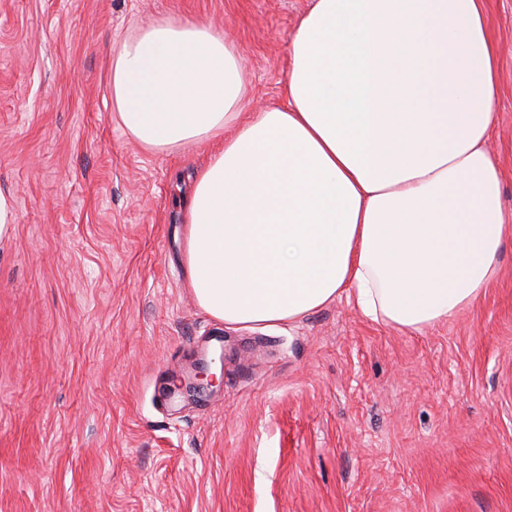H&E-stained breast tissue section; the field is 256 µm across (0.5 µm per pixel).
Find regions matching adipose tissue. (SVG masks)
Returning <instances> with one entry per match:
<instances>
[{"mask_svg":"<svg viewBox=\"0 0 512 512\" xmlns=\"http://www.w3.org/2000/svg\"><path fill=\"white\" fill-rule=\"evenodd\" d=\"M485 5L310 0L284 104L245 119L223 32L162 21L121 45L112 106L131 136L150 150L224 140L186 207L185 273L205 312L271 328L344 296L419 331L479 300L504 220Z\"/></svg>","mask_w":512,"mask_h":512,"instance_id":"obj_1","label":"adipose tissue"}]
</instances>
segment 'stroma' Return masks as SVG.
I'll list each match as a JSON object with an SVG mask.
<instances>
[{
  "instance_id": "1",
  "label": "stroma",
  "mask_w": 512,
  "mask_h": 512,
  "mask_svg": "<svg viewBox=\"0 0 512 512\" xmlns=\"http://www.w3.org/2000/svg\"><path fill=\"white\" fill-rule=\"evenodd\" d=\"M308 6L0 0V512H512V0H487L499 273L421 331L343 297L276 329L212 318L183 210L213 147L145 149L112 110L116 51L167 20L233 43L245 111L283 104ZM200 361L219 381L178 392ZM18 221L14 198L0 192V240L9 238Z\"/></svg>"
}]
</instances>
